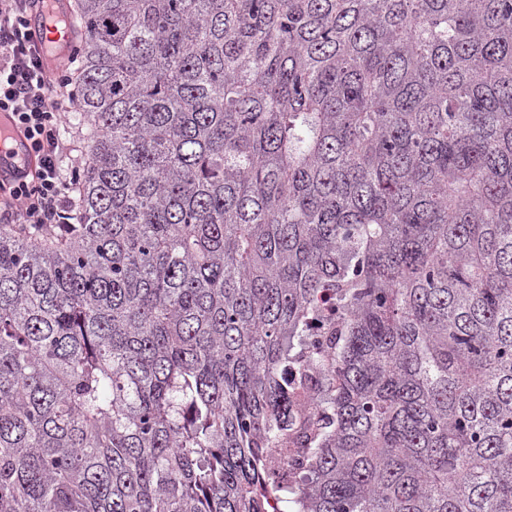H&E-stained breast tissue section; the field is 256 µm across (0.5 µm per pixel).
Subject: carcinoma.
Wrapping results in <instances>:
<instances>
[{
  "mask_svg": "<svg viewBox=\"0 0 512 512\" xmlns=\"http://www.w3.org/2000/svg\"><path fill=\"white\" fill-rule=\"evenodd\" d=\"M74 17L70 223L0 224V512H512V0Z\"/></svg>",
  "mask_w": 512,
  "mask_h": 512,
  "instance_id": "1",
  "label": "carcinoma"
}]
</instances>
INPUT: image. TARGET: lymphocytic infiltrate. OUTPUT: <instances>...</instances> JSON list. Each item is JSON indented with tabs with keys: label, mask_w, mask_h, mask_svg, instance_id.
<instances>
[{
	"label": "lymphocytic infiltrate",
	"mask_w": 512,
	"mask_h": 512,
	"mask_svg": "<svg viewBox=\"0 0 512 512\" xmlns=\"http://www.w3.org/2000/svg\"><path fill=\"white\" fill-rule=\"evenodd\" d=\"M37 0H0V112L29 143L34 166L0 185L1 224H61L70 184L61 175L69 146L60 135L62 114L73 100L72 78L45 68V46L28 26Z\"/></svg>",
	"instance_id": "obj_1"
}]
</instances>
